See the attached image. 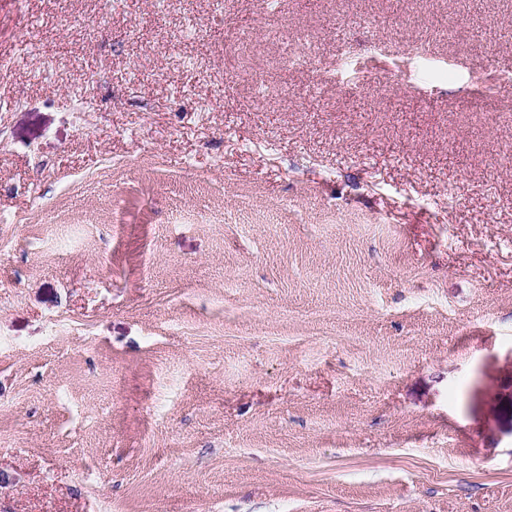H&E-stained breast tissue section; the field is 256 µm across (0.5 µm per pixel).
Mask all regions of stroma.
<instances>
[{
    "label": "stroma",
    "mask_w": 512,
    "mask_h": 512,
    "mask_svg": "<svg viewBox=\"0 0 512 512\" xmlns=\"http://www.w3.org/2000/svg\"><path fill=\"white\" fill-rule=\"evenodd\" d=\"M510 26L0 0V512H512Z\"/></svg>",
    "instance_id": "1"
}]
</instances>
